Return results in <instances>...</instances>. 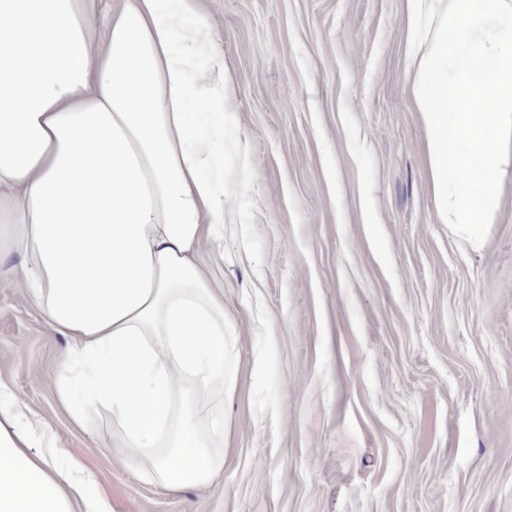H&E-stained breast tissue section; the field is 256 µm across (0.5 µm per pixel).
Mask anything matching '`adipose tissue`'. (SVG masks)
I'll return each instance as SVG.
<instances>
[{
  "instance_id": "adipose-tissue-1",
  "label": "adipose tissue",
  "mask_w": 512,
  "mask_h": 512,
  "mask_svg": "<svg viewBox=\"0 0 512 512\" xmlns=\"http://www.w3.org/2000/svg\"><path fill=\"white\" fill-rule=\"evenodd\" d=\"M410 92L437 217L471 244L512 145V0H407ZM202 0H0V265L71 344L51 384L74 426L170 493L224 467V240L231 93ZM85 468L0 382V512H103Z\"/></svg>"
}]
</instances>
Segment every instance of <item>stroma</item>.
Wrapping results in <instances>:
<instances>
[{
  "label": "stroma",
  "mask_w": 512,
  "mask_h": 512,
  "mask_svg": "<svg viewBox=\"0 0 512 512\" xmlns=\"http://www.w3.org/2000/svg\"><path fill=\"white\" fill-rule=\"evenodd\" d=\"M208 7L234 86L223 472L173 497L107 411L74 429L47 383L68 341L20 288H0V382L108 512H512V159L473 247L436 219L406 0Z\"/></svg>",
  "instance_id": "stroma-1"
}]
</instances>
